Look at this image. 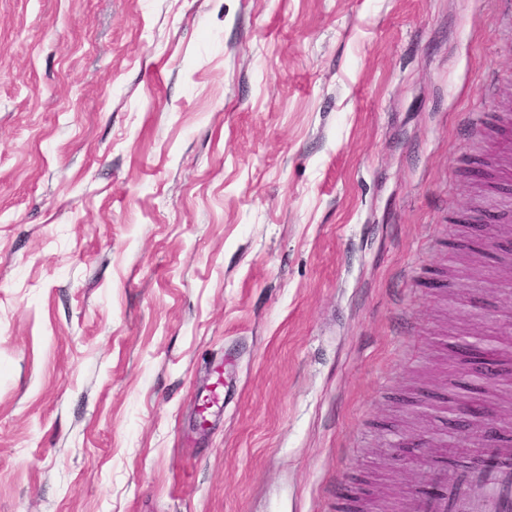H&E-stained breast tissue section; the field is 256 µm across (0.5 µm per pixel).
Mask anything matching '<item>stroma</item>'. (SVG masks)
Returning a JSON list of instances; mask_svg holds the SVG:
<instances>
[{"label": "stroma", "instance_id": "35a3bbf8", "mask_svg": "<svg viewBox=\"0 0 512 512\" xmlns=\"http://www.w3.org/2000/svg\"><path fill=\"white\" fill-rule=\"evenodd\" d=\"M507 127L498 0H0V512H402L512 443L448 403Z\"/></svg>", "mask_w": 512, "mask_h": 512}]
</instances>
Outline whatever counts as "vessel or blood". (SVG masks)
Instances as JSON below:
<instances>
[{"label": "vessel or blood", "instance_id": "b4317fda", "mask_svg": "<svg viewBox=\"0 0 512 512\" xmlns=\"http://www.w3.org/2000/svg\"><path fill=\"white\" fill-rule=\"evenodd\" d=\"M438 492H418L411 512H512V448H494L477 470L439 478Z\"/></svg>", "mask_w": 512, "mask_h": 512}]
</instances>
